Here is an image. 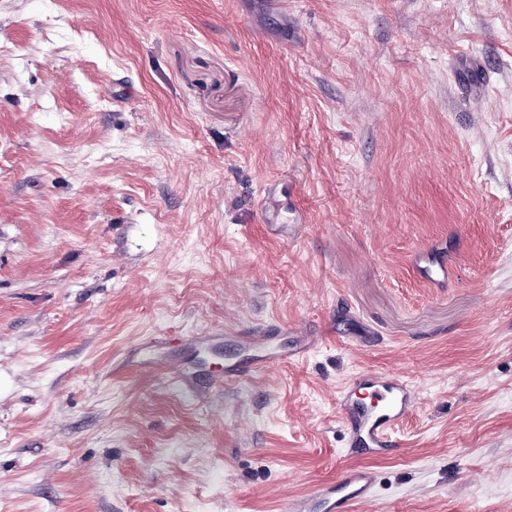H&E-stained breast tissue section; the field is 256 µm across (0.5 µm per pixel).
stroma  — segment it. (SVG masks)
Returning a JSON list of instances; mask_svg holds the SVG:
<instances>
[{"instance_id":"obj_1","label":"stroma","mask_w":512,"mask_h":512,"mask_svg":"<svg viewBox=\"0 0 512 512\" xmlns=\"http://www.w3.org/2000/svg\"><path fill=\"white\" fill-rule=\"evenodd\" d=\"M364 368L424 404L358 512H512V0H0V512H278ZM427 255V265L423 267L421 276L433 284L448 280L450 264L445 260L443 253H435L432 249H423ZM240 346L249 354L246 358L224 359V373H220L213 382L214 386H222L232 380L243 377H256L270 369L280 366L288 360V351L273 346L268 329L252 330L248 333L234 332ZM139 364L140 367L144 369L161 370L192 396H196L198 394L193 385L191 375L185 365L178 364L174 361H160L153 359H143Z\"/></svg>"}]
</instances>
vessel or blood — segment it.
Masks as SVG:
<instances>
[{"label": "vessel or blood", "mask_w": 512, "mask_h": 512, "mask_svg": "<svg viewBox=\"0 0 512 512\" xmlns=\"http://www.w3.org/2000/svg\"><path fill=\"white\" fill-rule=\"evenodd\" d=\"M449 268L443 254L431 251L421 275L437 284L447 279ZM236 339L247 356L225 359L224 371L215 378V385L259 376L288 359L286 351L274 347L266 330L240 333ZM140 366L161 370L186 392L195 390L185 365L144 359ZM420 405L418 391L399 371L363 370L352 375L342 390L339 422L350 447L356 448L358 454L392 456L399 450L393 436L395 429ZM375 482L376 475L371 468L346 466L337 481L312 484L304 495L286 499L281 512H355L358 505L367 501Z\"/></svg>", "instance_id": "vessel-or-blood-1"}]
</instances>
